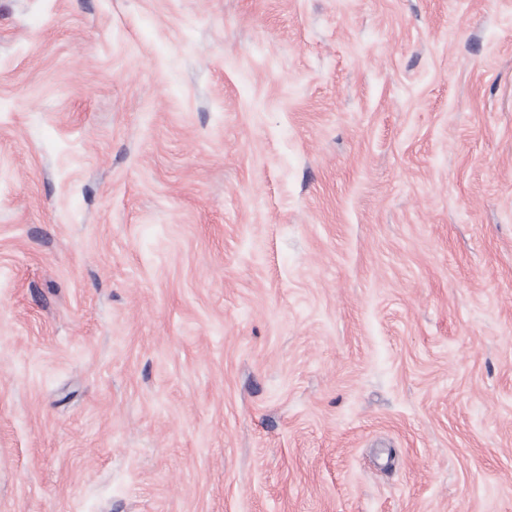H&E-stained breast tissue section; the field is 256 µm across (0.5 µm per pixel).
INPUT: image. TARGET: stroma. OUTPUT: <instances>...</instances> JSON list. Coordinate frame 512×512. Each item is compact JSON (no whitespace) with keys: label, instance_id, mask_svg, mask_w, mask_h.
<instances>
[{"label":"stroma","instance_id":"obj_1","mask_svg":"<svg viewBox=\"0 0 512 512\" xmlns=\"http://www.w3.org/2000/svg\"><path fill=\"white\" fill-rule=\"evenodd\" d=\"M0 512H512V0H0Z\"/></svg>","mask_w":512,"mask_h":512}]
</instances>
